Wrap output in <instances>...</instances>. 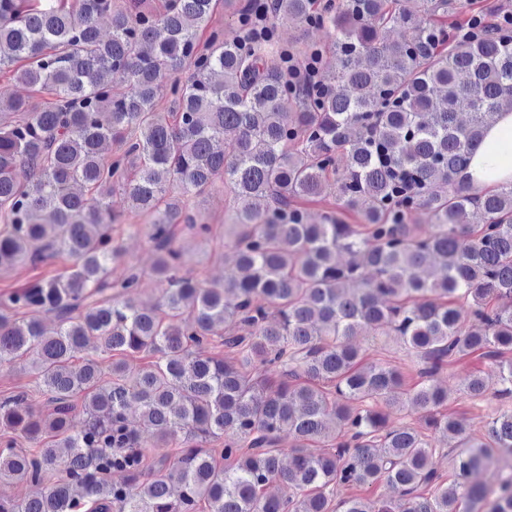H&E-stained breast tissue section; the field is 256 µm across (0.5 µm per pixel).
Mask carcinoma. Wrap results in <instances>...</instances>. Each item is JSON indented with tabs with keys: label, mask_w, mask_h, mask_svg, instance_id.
<instances>
[{
	"label": "carcinoma",
	"mask_w": 512,
	"mask_h": 512,
	"mask_svg": "<svg viewBox=\"0 0 512 512\" xmlns=\"http://www.w3.org/2000/svg\"><path fill=\"white\" fill-rule=\"evenodd\" d=\"M467 2L276 0L275 16L330 43L287 48L272 25L246 49L211 25L236 0H0V70L56 98L0 89V273L70 262L0 300V364L30 358L47 407L36 419L28 393L0 399V427L32 444L0 448V480L53 478L27 500L0 495V512H512V466L491 500L473 480L512 459V411L467 436L437 381L479 352L498 380L472 375L470 397L512 399V182L476 196L460 178L512 110V35L429 20ZM288 57L318 59L331 91L292 86ZM331 174L359 223L308 219ZM217 188L232 199L222 283L190 265L215 237L197 198ZM117 191L147 223L112 212ZM126 234L151 243L149 267L125 259ZM146 279L161 287L151 306L137 303ZM223 323L237 333L217 341ZM362 329L397 337L419 384L367 360ZM139 354L151 361L135 368ZM387 408L423 425L391 427ZM146 431L166 449L151 466L121 452ZM433 433L464 441L451 484ZM380 481L399 500L333 499Z\"/></svg>",
	"instance_id": "1"
}]
</instances>
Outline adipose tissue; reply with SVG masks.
<instances>
[{
  "label": "adipose tissue",
  "instance_id": "1",
  "mask_svg": "<svg viewBox=\"0 0 512 512\" xmlns=\"http://www.w3.org/2000/svg\"><path fill=\"white\" fill-rule=\"evenodd\" d=\"M508 137L512 138V112L505 111L487 128L482 144L474 152L468 169L474 191L512 182V154L503 156L497 151L498 145Z\"/></svg>",
  "mask_w": 512,
  "mask_h": 512
}]
</instances>
